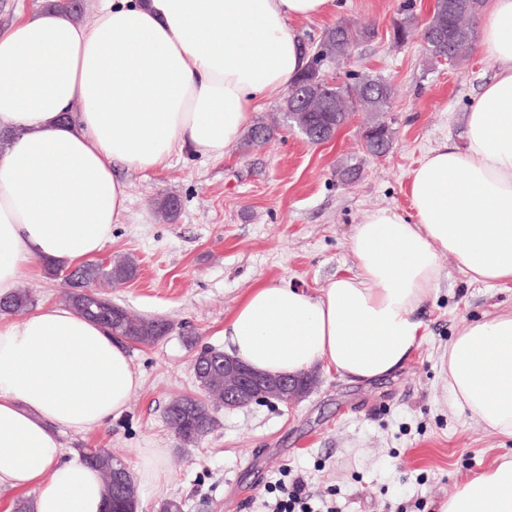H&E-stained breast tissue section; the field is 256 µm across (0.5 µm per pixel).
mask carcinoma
<instances>
[{"label":"carcinoma","mask_w":512,"mask_h":512,"mask_svg":"<svg viewBox=\"0 0 512 512\" xmlns=\"http://www.w3.org/2000/svg\"><path fill=\"white\" fill-rule=\"evenodd\" d=\"M481 10L482 5L474 0H437L431 18L423 28L429 58L433 60L443 57L451 63L462 60L472 49L476 21ZM413 29L412 17L409 15L394 23L392 34L395 35V42H406ZM370 36L371 28L347 22H339L325 30L315 53L308 56L305 68L288 88L279 111H294L296 94L305 86H317L322 82V64H337L350 58L356 48ZM323 94L336 100L337 121L340 123L356 111L367 113L365 126L386 134L384 140L369 146V149H389L392 130L387 121V113L393 89L387 80L380 76L361 77L350 74L348 81L328 88ZM280 127L281 122L276 113L259 119L244 136L243 146L261 148L268 145ZM80 271L81 277L90 283L121 282L136 275L137 265L133 258L124 256L107 264L99 261L85 262L80 265ZM65 302L81 315L127 337L131 344L151 346L160 340L154 333L153 322L147 318L134 317L126 312L115 321L112 319V307L98 306L92 301L81 306L79 297L71 290L66 292ZM30 304L29 293L17 290L9 297L0 298V312L20 313ZM194 368L195 378L205 398L183 396L173 401L166 410V422L172 432L184 433L198 443L214 428L212 410L224 404V354L204 348L198 352ZM81 455L87 465L99 471L106 500L112 503L115 512H134L133 481L129 479L121 486L112 482V466L119 465L118 460L110 453L98 456L93 448L82 449Z\"/></svg>","instance_id":"carcinoma-1"}]
</instances>
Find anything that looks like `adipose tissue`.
<instances>
[{"label":"adipose tissue","instance_id":"adipose-tissue-1","mask_svg":"<svg viewBox=\"0 0 512 512\" xmlns=\"http://www.w3.org/2000/svg\"><path fill=\"white\" fill-rule=\"evenodd\" d=\"M333 0H105L91 25L45 5L0 34V297L33 264L70 267L112 238L129 203L114 171L156 170L189 146L220 158L264 97L305 64L298 24ZM481 48L498 69L465 118L463 147L412 171L413 213L357 224V270L318 295L257 284L224 325L228 352L256 371L316 365L350 382L394 375L420 346L419 313L441 256L469 281L512 283V0H487ZM448 403L512 438V310L464 323L442 356ZM141 374L98 323L52 304L0 317V488L33 512H104L101 477L63 459L60 428L123 414ZM438 512H512V458L496 459Z\"/></svg>","mask_w":512,"mask_h":512}]
</instances>
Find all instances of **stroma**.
<instances>
[{
    "label": "stroma",
    "mask_w": 512,
    "mask_h": 512,
    "mask_svg": "<svg viewBox=\"0 0 512 512\" xmlns=\"http://www.w3.org/2000/svg\"><path fill=\"white\" fill-rule=\"evenodd\" d=\"M334 2L328 16L301 23L300 34L313 43L340 21L374 28L372 40L326 72L340 80L379 75L393 86L385 155L365 149L358 112L325 143L285 128L257 151L237 144L209 159L187 147L165 168L122 174L128 210L96 259L127 255L138 273L105 294L134 315L166 320L171 330L153 346L129 347L142 385L126 412L90 432L61 429L60 441L68 453L108 449L135 476L139 449H164L161 481H134L139 512H159L172 498L183 512H265L270 489L287 471L303 478L315 512H435L459 483L512 455L511 438L449 407L440 363L464 322L512 309V286L469 282L448 256L439 289L420 312L421 346L395 377L356 384L316 367L317 384L300 403L220 410L197 445H182L166 424L174 399L201 396L193 360L203 347H223L224 324L251 288L274 281L318 294L330 279L355 271L350 239L368 211L409 214L412 170L429 151L462 144L465 115L497 70L477 47L448 65L429 60L420 36L393 44L390 29L402 7L422 26L435 0ZM345 165L359 166L354 182L337 176ZM168 194L180 198L181 209L166 222L156 202Z\"/></svg>",
    "instance_id": "stroma-1"
}]
</instances>
